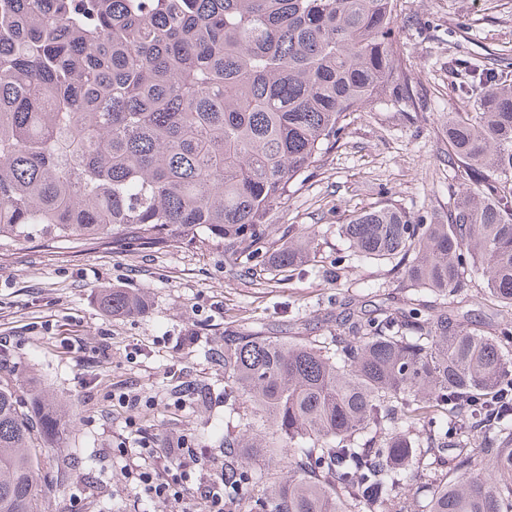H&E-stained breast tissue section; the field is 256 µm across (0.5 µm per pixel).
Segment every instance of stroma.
I'll return each instance as SVG.
<instances>
[{
    "label": "stroma",
    "instance_id": "obj_1",
    "mask_svg": "<svg viewBox=\"0 0 512 512\" xmlns=\"http://www.w3.org/2000/svg\"><path fill=\"white\" fill-rule=\"evenodd\" d=\"M397 24L419 92L416 103L356 113L342 139L298 179L278 207L273 249L315 230L317 257L338 267L330 279L308 265L278 275L261 261L233 264L224 248L113 251L30 245L0 256V381L22 406L53 396L69 410L64 442L41 450L43 512H181L146 504L125 476L139 437L158 447L186 438L224 458V339L264 327L291 338L325 336L341 301L368 309L403 307L390 266L353 255L336 233L351 214L391 201L416 222L446 221L448 115L472 111L459 87L464 63L512 55V0H399ZM143 294L145 308L110 317L102 288ZM206 395H187V386ZM139 395L137 412L122 395Z\"/></svg>",
    "mask_w": 512,
    "mask_h": 512
}]
</instances>
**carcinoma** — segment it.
I'll return each mask as SVG.
<instances>
[{"mask_svg": "<svg viewBox=\"0 0 512 512\" xmlns=\"http://www.w3.org/2000/svg\"><path fill=\"white\" fill-rule=\"evenodd\" d=\"M398 0H0V251L224 245L247 264L294 179L355 112L417 90ZM512 66L499 53L448 117V222L383 202L340 226L387 261L409 309L348 308L336 331L224 339V501L244 512H512ZM281 243L276 271L311 261ZM431 295L433 303L423 297ZM502 312L484 334L457 305ZM111 316L139 312L123 288ZM269 423L271 439H248ZM56 401L0 383V512H41L38 456L66 436ZM298 446L292 475L252 477L259 448Z\"/></svg>", "mask_w": 512, "mask_h": 512, "instance_id": "obj_1", "label": "carcinoma"}]
</instances>
